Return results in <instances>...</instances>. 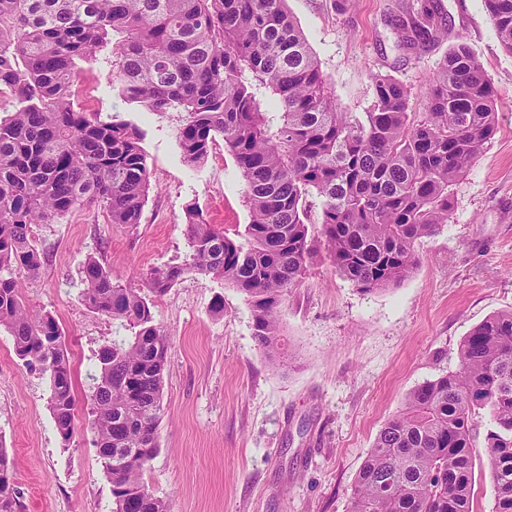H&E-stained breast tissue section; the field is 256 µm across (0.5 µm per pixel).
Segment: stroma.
<instances>
[{
    "instance_id": "obj_1",
    "label": "stroma",
    "mask_w": 512,
    "mask_h": 512,
    "mask_svg": "<svg viewBox=\"0 0 512 512\" xmlns=\"http://www.w3.org/2000/svg\"><path fill=\"white\" fill-rule=\"evenodd\" d=\"M411 2L288 0L287 8L348 112L368 109L376 74L411 86V109L422 111L429 76L465 44L497 91L496 133L453 185L447 224L418 243L419 263L400 284L364 292L327 254L316 258L282 301L278 361L254 338L249 302L223 279L190 274L153 296L168 365L159 449L143 478L172 512H351L358 472L407 396L456 371L464 337L512 310V53L483 0H430L444 35L408 46ZM76 99L83 111L141 130L150 189L132 228L95 206L32 228L46 262L24 281L23 299L33 313L53 315L65 336L77 429L62 442L48 375L20 360L0 327V446L13 463L21 512L112 509V483L90 428L89 375L98 352L126 330L85 304L86 256L145 293L153 269L187 256L188 205L224 230L250 221L223 138L201 163L187 164L178 139L183 113L128 103L102 59L81 63Z\"/></svg>"
}]
</instances>
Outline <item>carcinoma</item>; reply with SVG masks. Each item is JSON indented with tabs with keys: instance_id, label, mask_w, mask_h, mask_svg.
Here are the masks:
<instances>
[{
	"instance_id": "cac0c4a2",
	"label": "carcinoma",
	"mask_w": 512,
	"mask_h": 512,
	"mask_svg": "<svg viewBox=\"0 0 512 512\" xmlns=\"http://www.w3.org/2000/svg\"><path fill=\"white\" fill-rule=\"evenodd\" d=\"M484 3L512 53V0ZM440 34L442 21L421 5L408 41ZM103 51L126 101L186 113V162L205 159L220 136L245 182L244 229L230 236L189 206L188 257L154 271L150 291L160 295L187 274L223 278L252 304L254 336L272 357L282 299L317 253L308 198L320 199V235L336 271L364 292L386 289L416 266L415 244L448 223L449 188L495 132V88L464 45L438 64L425 111H408L410 87L375 75L370 107L357 116L342 110L286 0H0V327L20 359L49 373L65 443L76 407L65 338L53 316L30 313L20 280L45 262L34 224L91 204L113 224L140 223L150 187L142 132L75 106L78 63ZM81 277L85 304L131 330L101 349L92 376L91 429L112 512H170L143 480L158 450L167 338L147 298L95 256ZM458 359L456 371L415 388L380 431L352 512H472L478 456L494 483L492 512H512V311L475 327ZM477 408L493 423L480 449ZM19 509L1 447L0 512Z\"/></svg>"
}]
</instances>
